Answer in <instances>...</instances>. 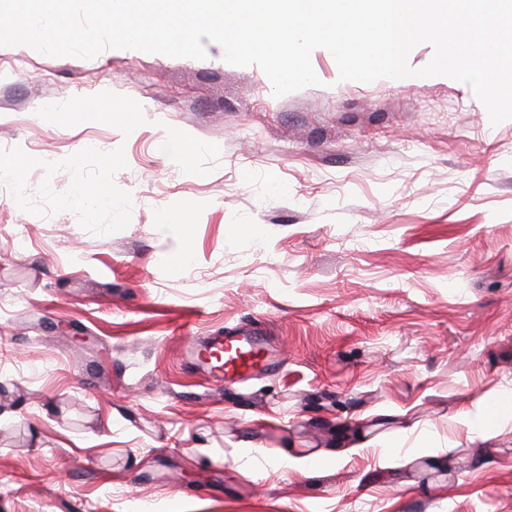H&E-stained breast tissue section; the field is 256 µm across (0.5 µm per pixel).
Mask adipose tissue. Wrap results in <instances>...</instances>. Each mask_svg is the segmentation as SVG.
I'll return each instance as SVG.
<instances>
[{
  "instance_id": "ef3b65f1",
  "label": "adipose tissue",
  "mask_w": 512,
  "mask_h": 512,
  "mask_svg": "<svg viewBox=\"0 0 512 512\" xmlns=\"http://www.w3.org/2000/svg\"><path fill=\"white\" fill-rule=\"evenodd\" d=\"M512 421V392L496 385L489 388L479 401H463L452 422L465 430L471 442L483 443L497 435L500 424ZM369 430L363 425H355L337 430L335 446L330 455L334 462H342L351 455L373 448L384 465H391L398 445L391 441L377 442L369 438Z\"/></svg>"
}]
</instances>
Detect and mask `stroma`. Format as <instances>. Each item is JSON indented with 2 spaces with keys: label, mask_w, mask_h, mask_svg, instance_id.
<instances>
[{
  "label": "stroma",
  "mask_w": 512,
  "mask_h": 512,
  "mask_svg": "<svg viewBox=\"0 0 512 512\" xmlns=\"http://www.w3.org/2000/svg\"><path fill=\"white\" fill-rule=\"evenodd\" d=\"M204 48L0 46V158L28 161L0 180V512H512V428L474 444L451 422L512 388V119L446 76L339 80L323 48L318 84L277 98ZM241 325L278 372L187 366ZM380 408L411 462L335 465L336 430Z\"/></svg>",
  "instance_id": "1"
}]
</instances>
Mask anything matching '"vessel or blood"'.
<instances>
[{
    "instance_id": "obj_1",
    "label": "vessel or blood",
    "mask_w": 512,
    "mask_h": 512,
    "mask_svg": "<svg viewBox=\"0 0 512 512\" xmlns=\"http://www.w3.org/2000/svg\"><path fill=\"white\" fill-rule=\"evenodd\" d=\"M265 339L253 327L215 336H202L190 346V359L219 379L237 383L274 371L278 362L263 355Z\"/></svg>"
}]
</instances>
